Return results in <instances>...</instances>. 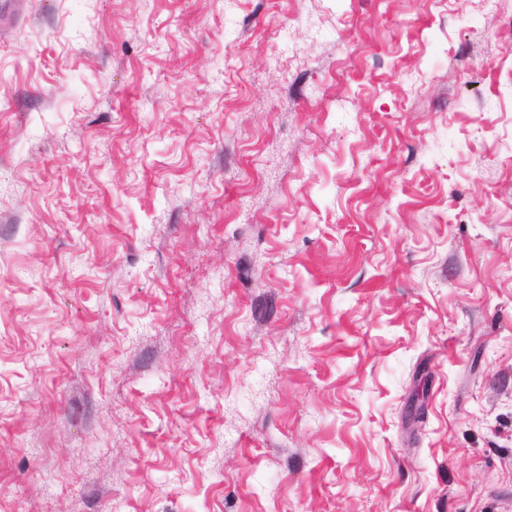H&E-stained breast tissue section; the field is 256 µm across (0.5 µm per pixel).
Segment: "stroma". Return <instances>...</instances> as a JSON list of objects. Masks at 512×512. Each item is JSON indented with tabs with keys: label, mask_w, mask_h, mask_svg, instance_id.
<instances>
[{
	"label": "stroma",
	"mask_w": 512,
	"mask_h": 512,
	"mask_svg": "<svg viewBox=\"0 0 512 512\" xmlns=\"http://www.w3.org/2000/svg\"><path fill=\"white\" fill-rule=\"evenodd\" d=\"M0 512H512V0L0 10Z\"/></svg>",
	"instance_id": "35a3bbf8"
}]
</instances>
